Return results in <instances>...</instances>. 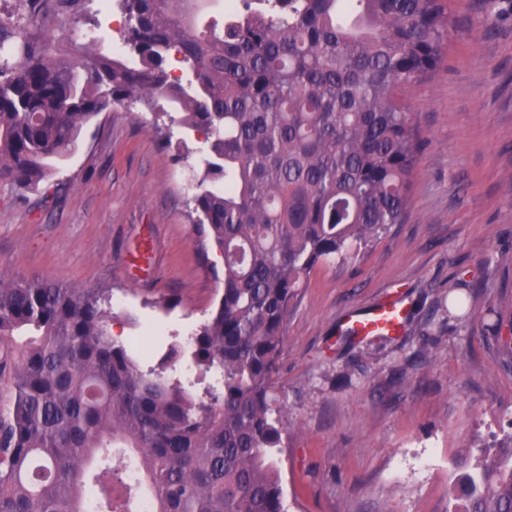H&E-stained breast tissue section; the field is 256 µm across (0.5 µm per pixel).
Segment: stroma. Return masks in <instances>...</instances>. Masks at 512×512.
Returning a JSON list of instances; mask_svg holds the SVG:
<instances>
[{
    "label": "stroma",
    "mask_w": 512,
    "mask_h": 512,
    "mask_svg": "<svg viewBox=\"0 0 512 512\" xmlns=\"http://www.w3.org/2000/svg\"><path fill=\"white\" fill-rule=\"evenodd\" d=\"M57 38L103 29L120 0L54 4ZM448 52L404 102L420 156L404 223L359 259L318 266L288 319L275 395L287 404L279 455L287 512H450L477 458L512 435V0H453ZM171 135L172 145L160 144ZM208 145L134 104L82 131L38 191L0 183V274L111 298L110 328L143 370L214 308L224 261L187 201ZM468 317L448 312L459 282ZM399 297L397 336L339 332L348 313ZM151 347L135 345L147 327Z\"/></svg>",
    "instance_id": "1"
}]
</instances>
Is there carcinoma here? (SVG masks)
<instances>
[{
	"label": "carcinoma",
	"instance_id": "cac0c4a2",
	"mask_svg": "<svg viewBox=\"0 0 512 512\" xmlns=\"http://www.w3.org/2000/svg\"><path fill=\"white\" fill-rule=\"evenodd\" d=\"M0 22V181L36 191L103 112L168 104L209 153L190 199L224 260L194 362L143 372L110 298L0 275V512H285L275 376L314 269L407 216L418 161L405 91L448 50L451 0H242L200 29L197 0H122L128 56L38 38L45 0ZM181 75H174L173 64ZM141 479L130 480L129 468ZM454 512H512V454L481 459Z\"/></svg>",
	"mask_w": 512,
	"mask_h": 512
}]
</instances>
